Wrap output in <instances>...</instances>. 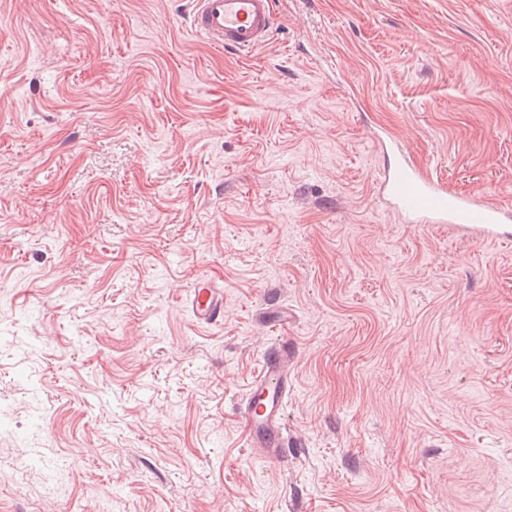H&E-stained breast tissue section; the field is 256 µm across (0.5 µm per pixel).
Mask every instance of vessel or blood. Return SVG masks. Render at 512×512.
Listing matches in <instances>:
<instances>
[{
  "instance_id": "1",
  "label": "vessel or blood",
  "mask_w": 512,
  "mask_h": 512,
  "mask_svg": "<svg viewBox=\"0 0 512 512\" xmlns=\"http://www.w3.org/2000/svg\"><path fill=\"white\" fill-rule=\"evenodd\" d=\"M274 0H190L189 22L194 33L214 47L247 55L267 44L276 29ZM393 161L380 190L391 207L417 224H448L487 238L504 234L512 224V207L473 195L448 191L439 178L418 169L399 145H391ZM186 305L194 319L211 325L224 319V293L212 279L199 278ZM288 341L275 339L259 373L237 407L248 445L275 465L288 455L283 422L292 387Z\"/></svg>"
}]
</instances>
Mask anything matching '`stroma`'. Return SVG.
I'll list each match as a JSON object with an SVG mask.
<instances>
[{
  "label": "stroma",
  "mask_w": 512,
  "mask_h": 512,
  "mask_svg": "<svg viewBox=\"0 0 512 512\" xmlns=\"http://www.w3.org/2000/svg\"><path fill=\"white\" fill-rule=\"evenodd\" d=\"M188 12L0 0V512H512V242L405 221L373 139L512 205V0H276L247 58ZM186 305L198 323L211 325L224 320L223 289L211 278L201 277L191 287ZM288 340L277 338L269 346L263 365L237 407L249 448L270 465L288 456V435L283 422L292 387Z\"/></svg>",
  "instance_id": "35a3bbf8"
}]
</instances>
